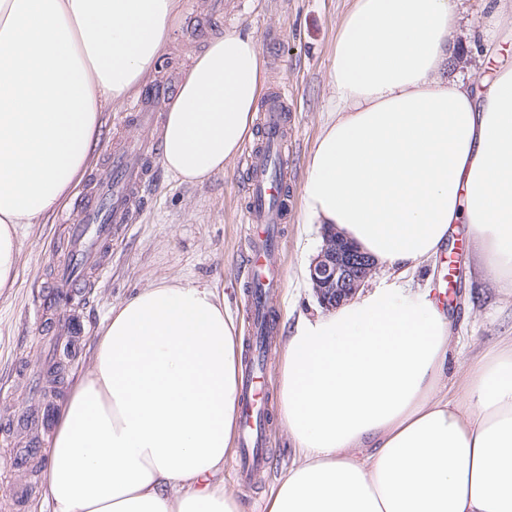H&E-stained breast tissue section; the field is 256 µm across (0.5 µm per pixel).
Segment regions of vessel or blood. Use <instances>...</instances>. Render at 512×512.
Instances as JSON below:
<instances>
[{
	"label": "vessel or blood",
	"mask_w": 512,
	"mask_h": 512,
	"mask_svg": "<svg viewBox=\"0 0 512 512\" xmlns=\"http://www.w3.org/2000/svg\"><path fill=\"white\" fill-rule=\"evenodd\" d=\"M168 81L161 80L145 89L131 111L119 113L116 122L135 128L139 136L116 144L102 166L90 174L84 195L77 204L80 223L69 228L70 259L58 270L52 284L43 291L35 318L55 310L52 332L73 336L78 328L68 312L83 296L89 272H103V257L112 242L116 225L128 223L135 205L142 200L147 167L156 156L154 131L160 114L159 101L169 97ZM287 98L283 89L269 93L260 115V141L243 158L248 204L243 214L247 228V251L243 273L253 327L265 331L274 319L267 304L268 292L279 283L282 226L286 221L288 147L286 139ZM262 366L248 363L241 376L239 428L242 453L232 469L244 483H252L265 464L260 429L269 398L261 383Z\"/></svg>",
	"instance_id": "1"
}]
</instances>
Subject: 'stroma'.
<instances>
[{"mask_svg":"<svg viewBox=\"0 0 512 512\" xmlns=\"http://www.w3.org/2000/svg\"><path fill=\"white\" fill-rule=\"evenodd\" d=\"M224 12L211 17L212 0H180L179 15L154 75L181 83L193 56L229 30L252 34L266 61L269 85H287L288 180L290 212L282 242L283 284L268 298L277 332L267 352L268 386L279 393L282 339L298 316L322 311L308 279V268L323 244L320 225L304 223L302 186L306 163L327 118L333 95L330 73L340 22L352 0H223ZM460 18L459 53L451 71L470 84L490 80L492 67L512 68V0H455ZM148 201L112 237L109 272L89 284L83 318L87 324L74 358L64 357L63 342L44 335L33 317V304L51 270L63 260L67 226L60 213L45 223L21 229L20 256L12 288L0 292V387L12 390L15 408L42 413L43 398L20 380L22 371L57 374L52 397L63 407L85 372L98 331L112 305L137 293L148 282L176 278L216 286L229 304L241 333L249 331L248 300L242 274L245 235L242 214L247 195L239 162L202 185L182 184L154 165ZM452 257L461 267L449 308L455 314L456 348L461 358L481 356L512 331V296L492 283L476 281L463 249ZM269 469L249 486L224 472V486L245 512H262L294 457L293 442L278 407L270 409L267 431ZM47 465L35 461L21 469L0 466V512H51L44 497Z\"/></svg>","mask_w":512,"mask_h":512,"instance_id":"stroma-1","label":"stroma"}]
</instances>
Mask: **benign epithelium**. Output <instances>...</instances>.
Masks as SVG:
<instances>
[{"instance_id":"7a95c632","label":"benign epithelium","mask_w":512,"mask_h":512,"mask_svg":"<svg viewBox=\"0 0 512 512\" xmlns=\"http://www.w3.org/2000/svg\"><path fill=\"white\" fill-rule=\"evenodd\" d=\"M375 269L372 257L327 231L319 255L309 266V279L319 303L333 309L352 300Z\"/></svg>"}]
</instances>
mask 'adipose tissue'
Instances as JSON below:
<instances>
[{"instance_id": "adipose-tissue-1", "label": "adipose tissue", "mask_w": 512, "mask_h": 512, "mask_svg": "<svg viewBox=\"0 0 512 512\" xmlns=\"http://www.w3.org/2000/svg\"><path fill=\"white\" fill-rule=\"evenodd\" d=\"M179 5L0 0V291L20 229L78 184L102 113L152 76ZM457 25L451 0H354L341 21L303 217L390 278L290 328L280 417L295 455L264 512H512V337L449 391L453 320L429 286L402 284L463 224L478 278L512 291V68L480 94L448 78ZM266 81L252 35L211 40L164 107L165 172H223ZM240 365L211 286L161 280L114 305L53 439L52 512H243L221 478Z\"/></svg>"}]
</instances>
